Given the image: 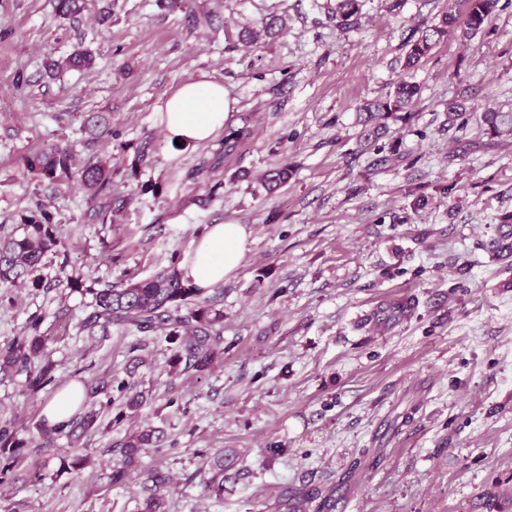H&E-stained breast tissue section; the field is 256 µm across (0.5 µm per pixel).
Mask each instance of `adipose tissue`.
<instances>
[{"instance_id":"1","label":"adipose tissue","mask_w":512,"mask_h":512,"mask_svg":"<svg viewBox=\"0 0 512 512\" xmlns=\"http://www.w3.org/2000/svg\"><path fill=\"white\" fill-rule=\"evenodd\" d=\"M228 109L223 84L202 79L182 84L158 112L168 139L188 146L204 142L223 129ZM251 235L243 224L210 225L181 264L183 279L201 289L222 283L239 268Z\"/></svg>"}]
</instances>
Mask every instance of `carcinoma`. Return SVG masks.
I'll return each instance as SVG.
<instances>
[{
	"label": "carcinoma",
	"mask_w": 512,
	"mask_h": 512,
	"mask_svg": "<svg viewBox=\"0 0 512 512\" xmlns=\"http://www.w3.org/2000/svg\"><path fill=\"white\" fill-rule=\"evenodd\" d=\"M500 0H467L464 16L448 6L441 21L422 29L418 38H409L403 69L409 71L427 57L433 47L450 32L460 31L464 38L481 32L498 10ZM55 13L60 17H73L82 9L81 0H54ZM420 93L419 85L400 78L394 89L382 101L367 109L369 117L400 118V112L410 107ZM483 121L487 133L498 137L512 135L511 112H486ZM26 170L58 186L78 185L101 200L96 216L106 222L112 217V170L102 163L79 165L76 153L69 145H45L26 158ZM61 246L57 225L47 212L21 219L7 237H0V288L20 284L43 287L41 269L49 255L57 254ZM67 287L84 290L92 296V312L83 323L88 335L96 330H106L112 325L127 326L140 333L160 332L175 345L171 359L174 368L205 372L224 359V315L214 308V301L197 288L187 284L172 266L154 277L133 282L120 288L106 284L101 288L83 287L80 277H67ZM40 319L30 322L29 332L0 349V377H24V384L36 389L47 381L50 365L39 366L36 360L47 355L50 339L39 331ZM96 414L79 407L64 424L49 426L40 422L37 432L41 445L50 446L56 436L66 433L77 439L91 431ZM163 432L154 428L141 429L128 434L115 444L120 460L112 471V482L122 481L128 470L139 462L149 450L162 448ZM26 441L13 439L8 430L0 431V454H13L25 447ZM147 480L152 492L144 499L141 512H167L166 500L161 491L170 483V476L161 469L148 472ZM206 487L210 495L224 498V459L219 458ZM333 490L313 488L294 496L296 503L291 512H331Z\"/></svg>",
	"instance_id": "1"
}]
</instances>
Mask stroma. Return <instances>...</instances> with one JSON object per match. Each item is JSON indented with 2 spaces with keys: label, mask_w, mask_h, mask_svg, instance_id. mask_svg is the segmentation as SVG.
I'll use <instances>...</instances> for the list:
<instances>
[{
  "label": "stroma",
  "mask_w": 512,
  "mask_h": 512,
  "mask_svg": "<svg viewBox=\"0 0 512 512\" xmlns=\"http://www.w3.org/2000/svg\"><path fill=\"white\" fill-rule=\"evenodd\" d=\"M336 2L86 0L62 19L53 0H0V236L43 206L62 242L44 287L0 299V348L35 315L51 338L45 384L0 382V428L27 442L0 455V512H139L155 468L172 478L168 512H284L289 495L330 487L334 512H512V137L481 120L512 112V0L408 73L405 40L448 0H359L346 26ZM273 17L280 30L261 33ZM77 50L93 69L48 70ZM404 74L421 88L412 110L362 124ZM201 78L223 84L229 118L175 149L158 108ZM48 144L111 166L125 206L110 223L82 188L25 171ZM282 164L287 183L266 191ZM225 222L252 241L211 291L223 362L176 371L163 336L81 331L90 298L67 276L149 278ZM115 378L146 392L139 411L112 392L80 449L41 446L60 389ZM147 425L161 450L112 483L113 443ZM219 457L220 500L206 491Z\"/></svg>",
  "instance_id": "35a3bbf8"
}]
</instances>
